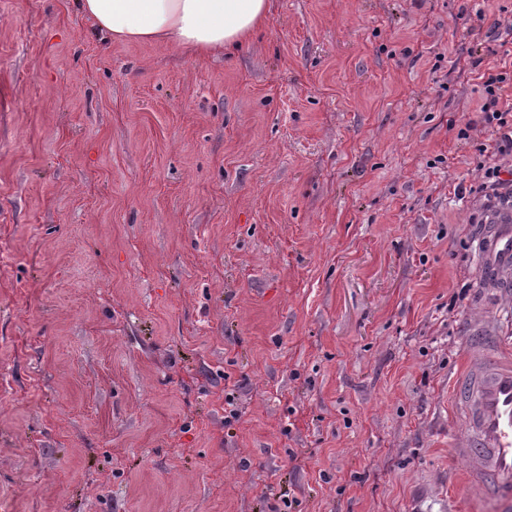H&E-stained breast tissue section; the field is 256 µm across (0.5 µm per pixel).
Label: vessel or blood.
I'll list each match as a JSON object with an SVG mask.
<instances>
[{
  "mask_svg": "<svg viewBox=\"0 0 512 512\" xmlns=\"http://www.w3.org/2000/svg\"><path fill=\"white\" fill-rule=\"evenodd\" d=\"M486 209L500 218L482 227L481 279L511 303L512 206L493 201ZM475 331L454 387L453 418L460 430L448 442L465 465L467 494L512 512V339L501 335L490 316Z\"/></svg>",
  "mask_w": 512,
  "mask_h": 512,
  "instance_id": "obj_1",
  "label": "vessel or blood"
}]
</instances>
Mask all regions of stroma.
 Instances as JSON below:
<instances>
[{
    "label": "stroma",
    "instance_id": "obj_1",
    "mask_svg": "<svg viewBox=\"0 0 512 512\" xmlns=\"http://www.w3.org/2000/svg\"><path fill=\"white\" fill-rule=\"evenodd\" d=\"M512 0H272L246 49L0 0V512H496L448 450Z\"/></svg>",
    "mask_w": 512,
    "mask_h": 512
}]
</instances>
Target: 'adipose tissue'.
I'll use <instances>...</instances> for the list:
<instances>
[{
  "label": "adipose tissue",
  "mask_w": 512,
  "mask_h": 512,
  "mask_svg": "<svg viewBox=\"0 0 512 512\" xmlns=\"http://www.w3.org/2000/svg\"><path fill=\"white\" fill-rule=\"evenodd\" d=\"M269 8V0H80L79 5L114 42L164 43L202 57L248 46Z\"/></svg>",
  "instance_id": "ef3b65f1"
}]
</instances>
